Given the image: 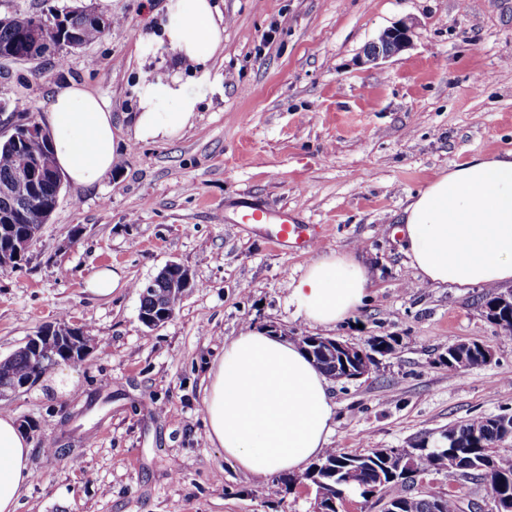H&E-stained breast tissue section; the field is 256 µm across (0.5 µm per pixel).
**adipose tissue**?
<instances>
[{
	"label": "adipose tissue",
	"mask_w": 512,
	"mask_h": 512,
	"mask_svg": "<svg viewBox=\"0 0 512 512\" xmlns=\"http://www.w3.org/2000/svg\"><path fill=\"white\" fill-rule=\"evenodd\" d=\"M161 38L177 60L171 72L147 75L137 88L133 133L141 142L179 138L216 81L212 60L224 50V17L212 0H166ZM198 74L187 89L181 70ZM47 124L57 167L76 186L100 183L121 154L110 107L84 85L59 86ZM406 254L417 284L491 288L512 282V150L476 155L434 175L403 211ZM370 285L355 253L321 252L291 281L306 319L331 327L362 302ZM209 440L256 479L302 470L333 433L325 375L291 341L248 328L224 344L203 388ZM31 445L14 417L0 411V512H18L31 483Z\"/></svg>",
	"instance_id": "ef3b65f1"
}]
</instances>
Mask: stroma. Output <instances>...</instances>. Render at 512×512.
<instances>
[{"label":"stroma","instance_id":"35a3bbf8","mask_svg":"<svg viewBox=\"0 0 512 512\" xmlns=\"http://www.w3.org/2000/svg\"><path fill=\"white\" fill-rule=\"evenodd\" d=\"M83 2L119 25L39 61L0 59V103L22 101L41 121L58 86L81 83L108 102L123 146L99 185L63 182L27 261L0 272V358L62 319L97 336L91 355L62 364L67 389L42 381L0 401L31 444L19 512H314V485L270 495L206 437L208 366L248 324L358 347L396 338L365 376L329 379L333 448H403L512 414V334L488 318L486 289L412 287L396 231L436 172L512 149V0H215L218 79L166 143L135 141L128 118L139 77L171 64L140 52L164 0ZM406 18L412 46L361 64L366 44ZM252 208L288 211L324 230V247L356 252L372 280L363 305L329 330L299 315L289 283L316 251L278 243L246 221ZM171 262L194 287L147 328L138 287ZM112 268L128 287L92 294L91 277ZM472 342L491 361L449 370V347ZM417 488L492 506L486 485L443 472Z\"/></svg>","mask_w":512,"mask_h":512}]
</instances>
